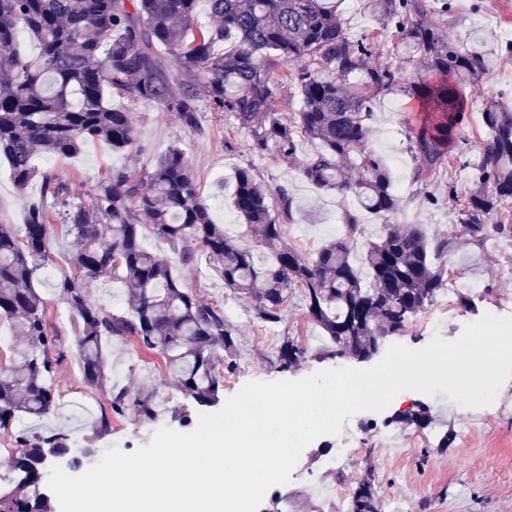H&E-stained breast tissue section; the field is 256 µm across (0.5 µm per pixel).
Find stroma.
Returning <instances> with one entry per match:
<instances>
[{"label": "stroma", "mask_w": 512, "mask_h": 512, "mask_svg": "<svg viewBox=\"0 0 512 512\" xmlns=\"http://www.w3.org/2000/svg\"><path fill=\"white\" fill-rule=\"evenodd\" d=\"M456 2L454 14L433 18L450 36L463 41L476 34L492 46L512 42V0H483L478 9L474 8L473 0ZM501 89H512V58H492L488 74L474 89L476 102L461 132L465 160L477 156L482 146V100ZM130 111L139 147L138 168L152 169L171 147L182 149L214 221L229 226L243 244H251L252 239L240 225L231 202L235 171L240 167H252L256 177L270 186L288 187L294 205L286 237L302 255H313L335 238L341 230L344 210L358 207L352 198L314 188L302 178L296 166L276 156L253 155L247 146V135L237 131L223 114L208 107L200 109L201 128L197 131L183 128L176 113L163 111L151 103H137ZM421 119V113L414 111L412 100L402 89L383 93L373 109L369 145L390 168L401 199V207L391 216V223L425 224L433 233L452 235L457 230L458 199L471 188L470 172L456 164L440 170L430 189L438 203L434 206L424 203L425 191L413 180L416 160L408 142L411 129ZM228 140L235 143V150L225 149ZM126 164L124 153L98 144L88 145L80 155L71 158L40 154L35 157L38 170L52 169L69 176L75 196L85 203L93 200L106 172ZM37 198V184L19 191L7 164L0 161V224L23 223L28 204ZM71 253L72 238L65 227H58L52 262L39 284V291L47 300L49 318L60 333L63 359L54 379L60 394L59 408L41 419L20 418L16 433L33 436L64 431L69 436L71 454L88 457L95 464L108 448L115 446L130 453L149 444L157 427L181 433L193 431L201 409L184 399L171 384L162 358L141 354L133 345L115 341L109 348L113 386L154 393L162 415L152 425L130 410L114 417L106 434L96 433L100 414L109 407V395L84 384L74 326L51 287L54 279L73 273ZM448 266L460 273L463 282L481 285L476 309L457 310L455 317L444 318L438 324L434 321L438 308L430 306L404 334L397 336V343L419 349L436 334L451 341L462 334L467 324L494 313L496 308L512 307V285L505 283L512 272V251L492 246L474 256L464 249L449 257ZM176 273L183 285L196 291L202 300L221 304L234 331L237 352L232 369L224 373L225 396L234 395L251 380L299 379L339 363L351 366V359L331 356L328 341L305 318L299 294L290 296L282 323L267 327L255 319L248 302L225 289L213 271L203 266H180ZM306 331L312 334L313 340L305 359L281 369L276 354L282 337H299ZM413 405L428 410L432 417L428 426L408 427L395 422V412L389 407L380 412L358 413L344 421L341 436H323L313 441L302 452L290 481L275 486L262 500L259 512H280L286 503L293 512H349L348 503L332 505L319 498L309 481L314 478L320 484H338L349 490L369 468L376 477L382 512H512V378L501 385L493 406L474 408L466 414L457 411L445 395L418 393ZM470 425L475 426L476 434L469 444L456 441L448 447H439L438 441L445 432H457ZM374 433L383 435L385 447L371 441ZM344 439L353 448L351 461L333 470L324 469L325 455L335 452Z\"/></svg>", "instance_id": "obj_1"}]
</instances>
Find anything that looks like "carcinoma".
<instances>
[{
  "mask_svg": "<svg viewBox=\"0 0 512 512\" xmlns=\"http://www.w3.org/2000/svg\"><path fill=\"white\" fill-rule=\"evenodd\" d=\"M199 0H0V160L16 188L41 179L42 198L22 224H0V318L22 344L0 365V435L14 437L8 472L0 475V512H54L37 486L46 473L44 449L69 453L63 432L13 435L15 421L58 410L54 375L61 362L58 331L49 324L37 284L51 259L55 216L74 238L77 269L51 283L73 321L84 383L111 393L115 415L128 409L143 421L158 416L156 397L112 388L108 343L121 340L156 353L185 399L216 404L224 391L217 366L237 342L224 308L200 300L174 274L172 260L149 251L142 229L167 243L182 266L206 259L224 288L250 301L254 316L277 325L294 289L307 318L321 328L333 354L365 361L389 336H399L431 306L448 280V256L461 247L484 250L512 239V109L486 100L484 145L472 163L473 187L459 205V229L433 235L425 224H384L383 234L354 258L362 237L360 213L346 210L342 231L313 256L288 244L292 218L288 187L272 190L249 167L237 170L233 207L256 246L213 223L192 170L177 147L150 171L116 169L99 182L91 204L74 201L70 178L38 173L41 152L70 158L90 143L127 154L137 151L129 107L154 103L174 112L185 128L200 129V103L222 112L248 135V149L294 159L298 137L315 146L299 160L300 175L315 188L355 199L386 220L401 199L380 156L368 148L377 97L402 83L390 63H372L377 39L388 31L418 54L426 77L408 93L427 121L410 140L415 182L428 187L451 152L470 105V90L489 71L478 38L465 45L430 21L454 0H376L382 31L350 35L327 0H208L211 22L198 24ZM26 32L39 53L26 57ZM297 91L300 109L286 123L278 112L280 87ZM276 204H271V200ZM127 286L120 312L91 302L94 280ZM306 349L291 336L278 348L281 367ZM350 512H381L374 478L367 473L350 492Z\"/></svg>",
  "mask_w": 512,
  "mask_h": 512,
  "instance_id": "carcinoma-1",
  "label": "carcinoma"
}]
</instances>
